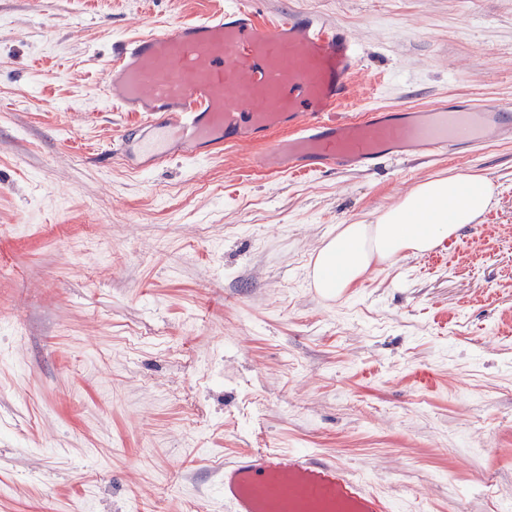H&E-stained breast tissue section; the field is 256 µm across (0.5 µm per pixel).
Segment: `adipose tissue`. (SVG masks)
<instances>
[{"label": "adipose tissue", "instance_id": "ef3b65f1", "mask_svg": "<svg viewBox=\"0 0 512 512\" xmlns=\"http://www.w3.org/2000/svg\"><path fill=\"white\" fill-rule=\"evenodd\" d=\"M494 187L473 174L423 181L371 224H341L326 239L308 271L312 287L340 296L373 263L425 254L474 223L489 208Z\"/></svg>", "mask_w": 512, "mask_h": 512}]
</instances>
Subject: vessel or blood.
Segmentation results:
<instances>
[{"label":"vessel or blood","instance_id":"b4317fda","mask_svg":"<svg viewBox=\"0 0 512 512\" xmlns=\"http://www.w3.org/2000/svg\"><path fill=\"white\" fill-rule=\"evenodd\" d=\"M360 71L355 38L318 16L260 19L232 0L203 20L127 39L105 85L114 106L140 113L122 145L150 161L207 156L222 143L290 135L257 157L260 167L305 177L323 165L372 170L381 161L472 149L512 137V102L461 109L375 107L348 115ZM232 512H385L346 472L309 451L254 449L225 466Z\"/></svg>","mask_w":512,"mask_h":512}]
</instances>
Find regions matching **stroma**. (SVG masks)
Segmentation results:
<instances>
[{
  "mask_svg": "<svg viewBox=\"0 0 512 512\" xmlns=\"http://www.w3.org/2000/svg\"><path fill=\"white\" fill-rule=\"evenodd\" d=\"M218 0H0V512H231L225 464L313 450L390 512H512V140L369 172L113 152L116 42ZM360 43L357 109L512 100V0H255ZM480 174L488 210L337 298L340 224Z\"/></svg>",
  "mask_w": 512,
  "mask_h": 512,
  "instance_id": "stroma-1",
  "label": "stroma"
}]
</instances>
